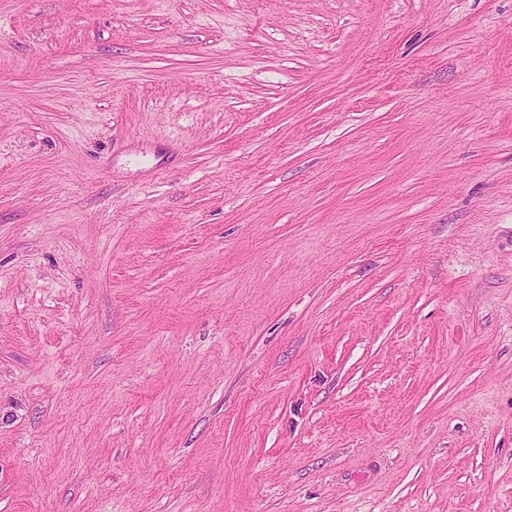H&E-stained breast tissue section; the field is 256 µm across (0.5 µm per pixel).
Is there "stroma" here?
Wrapping results in <instances>:
<instances>
[{"label": "stroma", "mask_w": 512, "mask_h": 512, "mask_svg": "<svg viewBox=\"0 0 512 512\" xmlns=\"http://www.w3.org/2000/svg\"><path fill=\"white\" fill-rule=\"evenodd\" d=\"M0 512H512V0H0Z\"/></svg>", "instance_id": "1"}]
</instances>
